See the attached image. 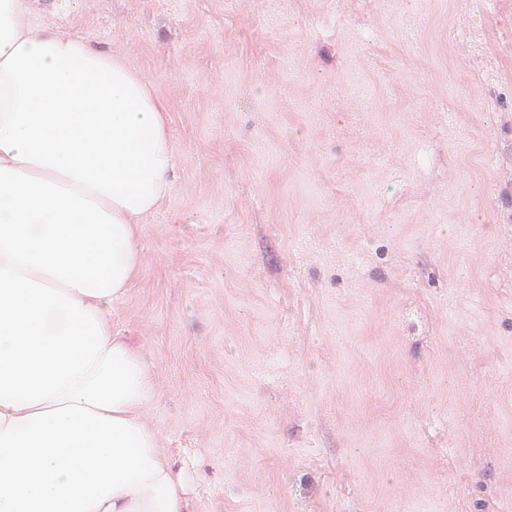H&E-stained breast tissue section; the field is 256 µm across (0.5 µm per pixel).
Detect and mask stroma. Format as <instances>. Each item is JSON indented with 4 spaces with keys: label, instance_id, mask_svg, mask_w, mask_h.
Wrapping results in <instances>:
<instances>
[{
    "label": "stroma",
    "instance_id": "stroma-1",
    "mask_svg": "<svg viewBox=\"0 0 512 512\" xmlns=\"http://www.w3.org/2000/svg\"><path fill=\"white\" fill-rule=\"evenodd\" d=\"M175 153L112 330L188 512H512V0H24Z\"/></svg>",
    "mask_w": 512,
    "mask_h": 512
}]
</instances>
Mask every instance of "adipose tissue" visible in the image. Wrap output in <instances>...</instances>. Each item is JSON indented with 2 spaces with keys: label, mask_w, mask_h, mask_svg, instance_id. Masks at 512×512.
<instances>
[{
  "label": "adipose tissue",
  "mask_w": 512,
  "mask_h": 512,
  "mask_svg": "<svg viewBox=\"0 0 512 512\" xmlns=\"http://www.w3.org/2000/svg\"><path fill=\"white\" fill-rule=\"evenodd\" d=\"M172 168L143 76L0 0V512H186L108 319Z\"/></svg>",
  "instance_id": "obj_1"
}]
</instances>
